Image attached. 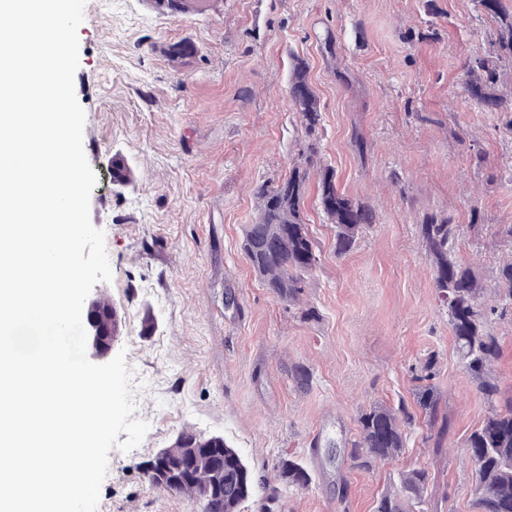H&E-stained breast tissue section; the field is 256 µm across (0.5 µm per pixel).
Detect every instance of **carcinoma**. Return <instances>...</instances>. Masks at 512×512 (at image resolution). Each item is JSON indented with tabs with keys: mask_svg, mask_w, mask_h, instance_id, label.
<instances>
[{
	"mask_svg": "<svg viewBox=\"0 0 512 512\" xmlns=\"http://www.w3.org/2000/svg\"><path fill=\"white\" fill-rule=\"evenodd\" d=\"M148 8L160 15L178 17L193 12L217 11L224 0H145ZM484 10L498 26V49L493 56H476L467 70L465 90L477 105L489 112L503 108V99L486 91L497 77L498 63L512 59V10L502 0H480ZM173 59L186 61L196 49L180 41L165 48ZM290 107L298 116L306 137L305 148L298 154L288 176L275 183L262 184L257 192L258 217L246 225L242 248L247 262L265 286L279 298L297 302L301 277L318 262L316 246L305 222V200L310 168L319 154L321 112L316 93L308 81L307 64L294 63L288 85ZM134 181L132 169L119 155L112 157V183L126 186ZM320 208L336 232V254L345 255L355 246L362 231L377 223L375 212L364 203L338 191L335 172L329 166L320 170L318 182ZM418 234L433 266V284L448 316L458 357L476 389L490 404L491 411L468 435L466 450L475 472L474 496L479 512H512V398H501L491 367L501 355V344L487 323L498 311L512 307V260L503 264L491 289L494 303L484 301L485 288L471 269L456 257L460 225L445 214L425 216L416 225ZM417 403L433 425L438 419V399L432 380V363L422 367ZM414 414L405 404L397 408L378 405L358 419V433L348 448L353 466L369 469L376 461L392 459L407 445L408 430ZM208 455L201 458L191 473H183L169 482H160L147 464L149 481L197 502L202 512H212L206 499H224V512H239V507L254 495L252 472L240 452L227 441L203 442ZM220 461L224 477L210 480L209 458ZM278 480L292 487L304 488L310 482L306 468L294 460L282 461ZM428 472L414 468L398 473L393 486L376 502L374 512H425Z\"/></svg>",
	"mask_w": 512,
	"mask_h": 512,
	"instance_id": "carcinoma-1",
	"label": "carcinoma"
}]
</instances>
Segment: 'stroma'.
I'll use <instances>...</instances> for the list:
<instances>
[{
  "mask_svg": "<svg viewBox=\"0 0 512 512\" xmlns=\"http://www.w3.org/2000/svg\"><path fill=\"white\" fill-rule=\"evenodd\" d=\"M78 38L75 93L98 177L90 216L112 271L91 294L122 317L115 348L133 416L148 425L137 448L110 451L97 512H201L144 472L185 429L223 435L247 460L256 493L240 512H261L272 486L274 512H373L389 476L414 467L429 474L426 512H478L465 442L490 406L459 363L415 230L426 215L451 216L458 257L488 289L512 258L501 238L512 225V114L483 111L464 88L497 39L477 0H224L223 11L179 18L144 0H87ZM178 41L197 50L188 64L163 53ZM298 58L322 113V161L377 222L337 255L309 180L319 261L289 303L249 266L242 237L257 187L298 156L288 101ZM116 155L132 186L113 185ZM429 357L449 424L439 445L416 403ZM402 403L415 415L405 452L353 467L360 415ZM288 457L308 469L307 487L278 482Z\"/></svg>",
  "mask_w": 512,
  "mask_h": 512,
  "instance_id": "35a3bbf8",
  "label": "stroma"
}]
</instances>
